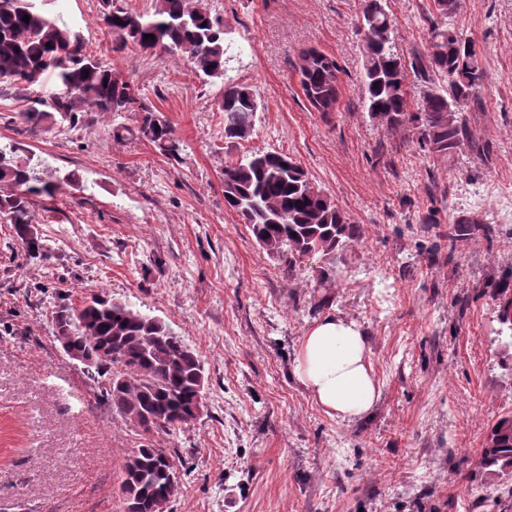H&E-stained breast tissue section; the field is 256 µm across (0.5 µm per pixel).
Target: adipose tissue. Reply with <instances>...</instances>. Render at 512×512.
<instances>
[{
	"mask_svg": "<svg viewBox=\"0 0 512 512\" xmlns=\"http://www.w3.org/2000/svg\"><path fill=\"white\" fill-rule=\"evenodd\" d=\"M295 372L317 404L335 418H359L379 397L360 326L333 315L317 321L302 337Z\"/></svg>",
	"mask_w": 512,
	"mask_h": 512,
	"instance_id": "adipose-tissue-1",
	"label": "adipose tissue"
}]
</instances>
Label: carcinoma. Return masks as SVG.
Returning a JSON list of instances; mask_svg holds the SVG:
<instances>
[{"instance_id": "1", "label": "carcinoma", "mask_w": 512, "mask_h": 512, "mask_svg": "<svg viewBox=\"0 0 512 512\" xmlns=\"http://www.w3.org/2000/svg\"><path fill=\"white\" fill-rule=\"evenodd\" d=\"M105 27L124 44L152 55L177 56L210 78L224 77L228 47L220 18L203 0H156L150 14L102 0ZM29 16V21L22 20ZM364 101L369 118L390 130L418 123L419 143L433 155L452 159L468 143L465 110L483 82L481 56L471 39L437 23L430 28V50L411 63L423 82L437 74L446 85L429 90L423 112L406 108L407 70L393 52L392 25L382 0H363ZM152 34L155 39L144 38ZM297 72L303 94L315 112L327 117L339 101L336 60L315 47L300 51ZM119 71L85 52L79 34L45 13L37 0H0V84L39 86L52 78L56 91L50 110L32 108L18 118L35 126L61 118L71 124L78 112L141 113L138 125L112 127L116 139L143 138L163 155L181 158L183 145L173 127L141 101ZM224 139L244 141L255 128L261 103L242 84L224 86ZM19 145L0 148V219L13 225L31 258L47 257L48 247L34 230L37 197L55 198L68 177L33 162ZM224 201L247 224L256 242L293 272L313 255L320 256L318 281L331 282L336 258L361 240L363 227L353 223L325 193L315 188L303 167L287 153L256 151L224 164ZM497 225L460 216L448 225V250L461 240L492 245ZM499 300V320L512 338V269L491 286ZM54 339L88 362L84 373L107 383L102 396L112 413L132 424L143 440L125 458L120 489L125 512H157L180 486L171 455L155 446L152 435L187 425L203 403L204 367L199 356L160 319L126 302L94 294L78 304L59 303L53 315ZM484 474L512 476V415L491 427L480 459Z\"/></svg>"}]
</instances>
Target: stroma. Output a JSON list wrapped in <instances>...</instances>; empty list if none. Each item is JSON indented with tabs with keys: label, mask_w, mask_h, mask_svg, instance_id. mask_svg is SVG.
<instances>
[{
	"label": "stroma",
	"mask_w": 512,
	"mask_h": 512,
	"mask_svg": "<svg viewBox=\"0 0 512 512\" xmlns=\"http://www.w3.org/2000/svg\"><path fill=\"white\" fill-rule=\"evenodd\" d=\"M233 44L224 76L114 46L101 0H45L86 52L125 74L173 126L181 160L112 125L140 115L89 110L77 125L19 120L37 90L0 85V146L20 144L79 186L36 205L49 248L29 259L0 221V512H123L135 431L53 337L59 301L93 293L164 321L205 369L204 409L156 434L181 484L170 512H512L496 505L480 456L512 414V347L484 288L512 266V235L493 250L439 242L462 215L508 222L512 205V0H459L452 27L476 42L485 77L466 109L471 142L454 160L391 131L363 102L362 0H204ZM393 50L427 53L432 0H385ZM316 47L341 69L336 112L310 109L295 64ZM251 87L262 110L248 140H224L218 102ZM286 152L364 228L320 285V258L296 274L224 205V163ZM327 315L363 328L380 395L364 416L326 415L295 375L302 337Z\"/></svg>",
	"instance_id": "stroma-1"
}]
</instances>
